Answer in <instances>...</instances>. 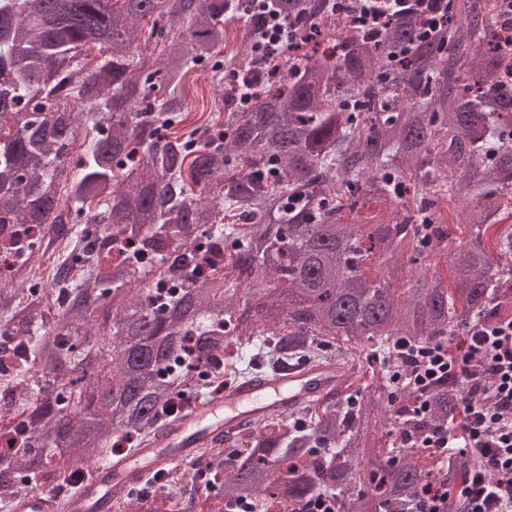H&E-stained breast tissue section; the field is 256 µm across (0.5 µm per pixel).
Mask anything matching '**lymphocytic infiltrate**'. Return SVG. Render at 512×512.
Instances as JSON below:
<instances>
[{
    "mask_svg": "<svg viewBox=\"0 0 512 512\" xmlns=\"http://www.w3.org/2000/svg\"><path fill=\"white\" fill-rule=\"evenodd\" d=\"M345 2L376 31L384 26L388 11L416 6L431 14L441 0ZM294 39L279 15L266 16L255 43L257 65L266 67ZM402 351L412 366L410 385L424 389L444 377H460L469 384L452 422L420 436H406L407 445L433 449L442 464L458 454L476 453L483 459L480 470L454 484L425 486L409 512H451L458 501L463 512H512V316L475 326L453 353L430 344L406 345Z\"/></svg>",
    "mask_w": 512,
    "mask_h": 512,
    "instance_id": "obj_1",
    "label": "lymphocytic infiltrate"
}]
</instances>
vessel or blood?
<instances>
[{
	"label": "vessel or blood",
	"mask_w": 512,
	"mask_h": 512,
	"mask_svg": "<svg viewBox=\"0 0 512 512\" xmlns=\"http://www.w3.org/2000/svg\"><path fill=\"white\" fill-rule=\"evenodd\" d=\"M353 369L331 362H307L244 377L215 399L192 401L185 411L153 430L138 446L91 468L69 498L27 495L14 512H119L124 487L171 467L193 463L205 448L258 420L286 414L344 389Z\"/></svg>",
	"instance_id": "1"
}]
</instances>
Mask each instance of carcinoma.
Listing matches in <instances>:
<instances>
[{
	"label": "carcinoma",
	"mask_w": 512,
	"mask_h": 512,
	"mask_svg": "<svg viewBox=\"0 0 512 512\" xmlns=\"http://www.w3.org/2000/svg\"><path fill=\"white\" fill-rule=\"evenodd\" d=\"M329 2L272 0L297 40L320 29L334 52L288 55L246 107L224 93L225 122L201 143L158 130L182 122L184 78L219 56L236 18L246 32L232 60L254 71L263 24L246 0H0V368L15 372L12 396L0 390V499L107 460L117 435L143 439L173 400L202 395L195 371L234 359L232 344L269 367L323 345L346 363L367 346L406 375L396 343L447 347L512 311V225L500 228L512 216V46L499 36L512 10L448 0L428 36L415 7L373 33ZM147 18L162 44L148 63ZM367 204L387 219L359 216ZM50 233L71 251L43 288L32 258ZM432 255L453 287L424 270ZM464 392L458 379L405 388L387 404L389 432L447 422ZM370 405L358 387L301 422L262 419L200 463L209 495L171 469L124 503L281 512L285 500L302 512L325 493L336 512H366L352 444ZM479 465L458 455L444 470L423 448H389L369 489L406 512L429 480Z\"/></svg>",
	"instance_id": "carcinoma-1"
}]
</instances>
